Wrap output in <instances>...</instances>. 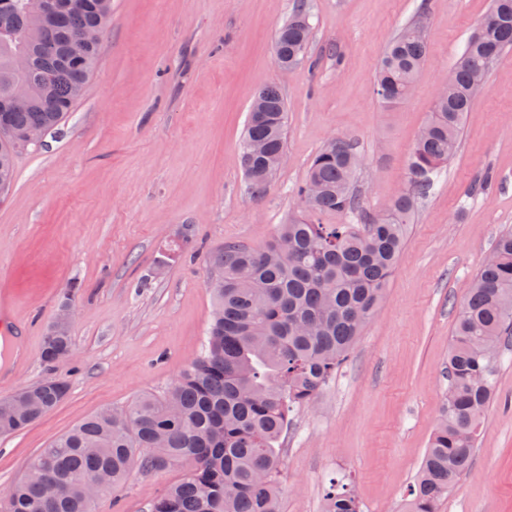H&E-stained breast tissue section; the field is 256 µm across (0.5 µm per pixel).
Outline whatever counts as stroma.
Here are the masks:
<instances>
[{"mask_svg":"<svg viewBox=\"0 0 512 512\" xmlns=\"http://www.w3.org/2000/svg\"><path fill=\"white\" fill-rule=\"evenodd\" d=\"M297 1L112 0L83 96L41 149L18 156L0 202V287L28 349L0 399L50 376L70 385L42 419L0 438V492L76 423L163 393L200 356L212 314L208 251L227 241L264 247L301 215L297 190L328 140L354 142L366 211L406 192L416 136L491 3L301 0L312 39L284 69L273 42ZM418 21L427 57L416 87L382 107L373 94L381 58ZM267 84L286 102L287 161L256 200L240 154L250 105ZM509 228L512 52L489 72L456 155L419 200L385 298L347 361L290 413L279 512H322L334 482L353 490L362 512H403L445 402L458 311ZM66 300L75 354L50 366L43 344ZM497 390L470 468L440 512H512V344L500 351ZM184 473L132 467L93 512H151Z\"/></svg>","mask_w":512,"mask_h":512,"instance_id":"1","label":"stroma"}]
</instances>
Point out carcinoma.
Returning a JSON list of instances; mask_svg holds the SVG:
<instances>
[{
	"label": "carcinoma",
	"instance_id": "1",
	"mask_svg": "<svg viewBox=\"0 0 512 512\" xmlns=\"http://www.w3.org/2000/svg\"><path fill=\"white\" fill-rule=\"evenodd\" d=\"M37 0H0V200L15 180V158L39 146L27 134L57 130L81 98L99 47L80 34L104 30L112 0H57L45 19ZM310 14L298 7L278 30L275 56L287 69L305 55ZM453 66L447 95L417 136L410 154L412 192L382 214L363 209L355 190L361 164L353 144L338 137L314 156L298 189L311 215L339 213L355 224L293 218L263 248L227 241L207 258L205 287L214 310L202 354L162 395H145L122 409L104 408L33 457L21 477L0 493V512H92L89 481L108 473L120 483L132 465L186 467L183 478L153 502L151 512H278L281 438L292 408L312 403L349 356L360 331L386 293L417 200L431 175L456 154L462 120L492 66L512 48V0H493ZM28 58V72L13 66ZM427 52L423 25L404 27L389 43L374 84L385 106L404 101ZM27 103L14 108L20 81ZM263 112L249 113L241 162L250 193L263 197L285 150L287 112L274 85L261 88ZM512 337V232L498 236L471 281L452 338L448 391L415 478L406 512H439L441 501L468 471L483 416L496 397L501 343ZM73 349L69 326L54 323L44 362ZM69 383H40L0 401V437L19 433L56 407ZM323 512H361L350 489L332 485Z\"/></svg>",
	"mask_w": 512,
	"mask_h": 512
}]
</instances>
